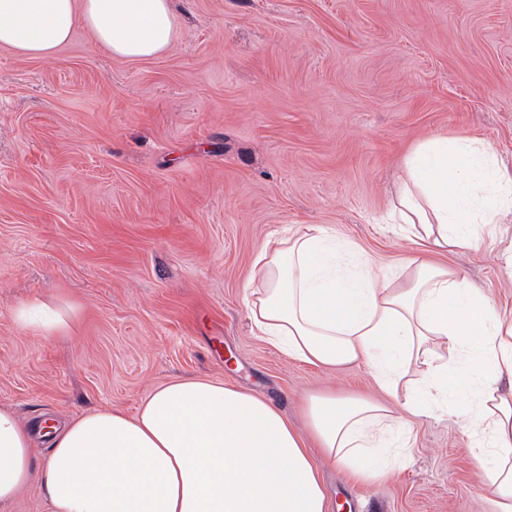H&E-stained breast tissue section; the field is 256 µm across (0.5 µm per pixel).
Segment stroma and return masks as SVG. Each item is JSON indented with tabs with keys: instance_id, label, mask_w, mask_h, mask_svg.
I'll return each instance as SVG.
<instances>
[{
	"instance_id": "obj_1",
	"label": "stroma",
	"mask_w": 512,
	"mask_h": 512,
	"mask_svg": "<svg viewBox=\"0 0 512 512\" xmlns=\"http://www.w3.org/2000/svg\"><path fill=\"white\" fill-rule=\"evenodd\" d=\"M164 54L121 61L79 29L55 56L0 49V407L135 415L175 379L221 380L304 428L309 395L379 396L362 365L314 368L255 336L243 304L260 247L328 227L379 266L410 246L381 223L407 153L482 141L512 170V0H173ZM512 222L448 257L512 303ZM67 301L68 335L18 326ZM374 484L321 454L329 512H489L447 407Z\"/></svg>"
}]
</instances>
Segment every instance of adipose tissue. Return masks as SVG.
Returning a JSON list of instances; mask_svg holds the SVG:
<instances>
[{
    "mask_svg": "<svg viewBox=\"0 0 512 512\" xmlns=\"http://www.w3.org/2000/svg\"><path fill=\"white\" fill-rule=\"evenodd\" d=\"M112 57L145 60L176 39L170 0H0V47L54 56L77 29ZM512 214V173L477 139L434 137L406 157L386 216L413 244L401 266L374 259L318 224L274 240L255 255L259 279L245 286L252 330L304 364L366 365L390 397L417 387L427 403L447 392L475 452L474 475L491 512H512V320L445 255L477 249ZM15 310L38 336L66 333L72 309L45 316ZM452 352L434 364L436 348ZM403 411L333 393L309 397L306 430L276 408L207 378L176 379L134 416L98 409L47 426L42 488L50 512H327L321 454L351 481L390 471L408 446ZM33 439L14 411L0 409V512L27 485Z\"/></svg>",
    "mask_w": 512,
    "mask_h": 512,
    "instance_id": "1",
    "label": "adipose tissue"
}]
</instances>
